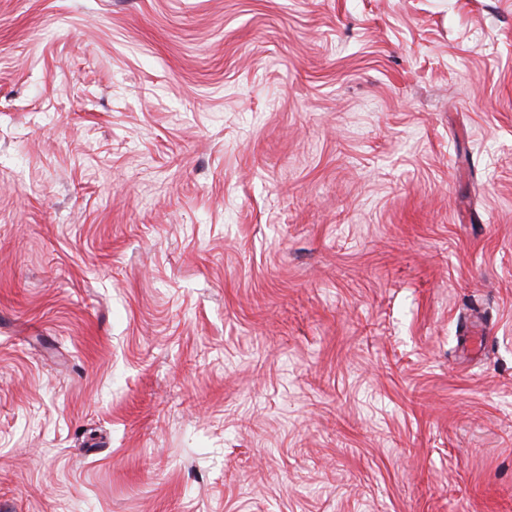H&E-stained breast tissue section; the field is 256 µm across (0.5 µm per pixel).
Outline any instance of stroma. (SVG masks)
I'll list each match as a JSON object with an SVG mask.
<instances>
[{
    "mask_svg": "<svg viewBox=\"0 0 512 512\" xmlns=\"http://www.w3.org/2000/svg\"><path fill=\"white\" fill-rule=\"evenodd\" d=\"M0 512H512V0H0Z\"/></svg>",
    "mask_w": 512,
    "mask_h": 512,
    "instance_id": "35a3bbf8",
    "label": "stroma"
}]
</instances>
